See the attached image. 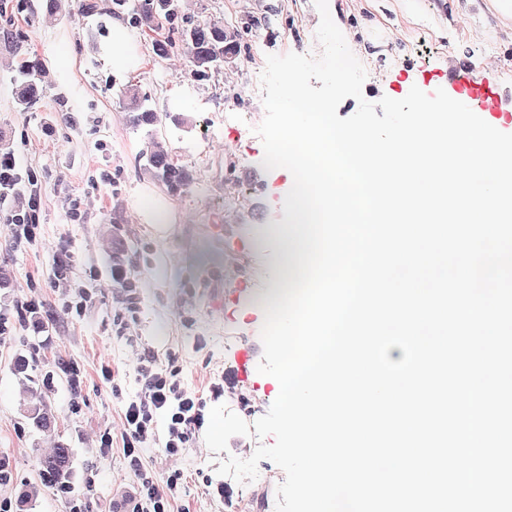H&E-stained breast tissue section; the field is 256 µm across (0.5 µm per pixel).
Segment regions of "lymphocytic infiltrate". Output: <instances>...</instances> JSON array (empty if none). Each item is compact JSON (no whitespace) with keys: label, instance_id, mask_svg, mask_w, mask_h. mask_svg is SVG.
Here are the masks:
<instances>
[{"label":"lymphocytic infiltrate","instance_id":"1","mask_svg":"<svg viewBox=\"0 0 512 512\" xmlns=\"http://www.w3.org/2000/svg\"><path fill=\"white\" fill-rule=\"evenodd\" d=\"M24 184L25 176L15 157L1 155L0 210H7L14 226V241L18 244L34 237L35 214L40 208V202L34 195L29 197L25 206H14L13 201L21 194ZM136 373L141 395L126 407L123 436L127 465L138 479L132 512H171L179 476L174 473L161 480L152 475L144 467L140 445L153 436L155 419L163 414L168 419L163 453L168 456L185 453L204 424L205 404L199 394L158 367L154 352L145 353Z\"/></svg>","mask_w":512,"mask_h":512}]
</instances>
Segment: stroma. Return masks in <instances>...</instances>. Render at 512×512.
I'll return each mask as SVG.
<instances>
[{
    "label": "stroma",
    "mask_w": 512,
    "mask_h": 512,
    "mask_svg": "<svg viewBox=\"0 0 512 512\" xmlns=\"http://www.w3.org/2000/svg\"><path fill=\"white\" fill-rule=\"evenodd\" d=\"M184 19L219 22L239 52L208 77L193 76L180 49L157 55L155 29L128 26L146 69L119 76L108 51L111 16H85L70 6L47 14L41 0H11L7 16L25 36L24 48L44 63L42 94L32 108L15 99L14 47L0 43V149L15 155L40 194L39 226L32 240L14 244L0 216V310L29 297L40 302L39 326L17 328L0 344V459L13 477L0 498L33 493L34 512H67L69 498L45 483L36 466L57 443L71 450L73 493L93 479L98 512H129L137 478L122 450L123 414L141 387L135 368L154 352L164 370L205 401L206 425L190 450L169 458L160 450L167 420L142 445L156 477L182 475L174 512H276L285 474L260 461L248 484L222 478L221 461L249 458L257 444L255 421L277 397L274 378L259 374L264 309L274 283L277 252L264 225L283 219L288 178L262 166L264 150L253 128L264 118L258 79L266 55L316 56L320 14L314 0H179ZM346 42L367 72L364 97L404 98L411 87L434 93L448 86L449 65L473 66L487 82L512 86V19L496 0H329ZM263 57L251 54L255 33ZM148 97L160 122L134 128L130 93ZM250 115V126L225 121ZM164 139L171 160L193 176L169 194L143 171L139 153L149 134ZM235 209L225 193L241 191ZM71 268L54 281L58 258ZM129 269L139 303L128 310L110 278L113 263ZM90 290L84 316L62 311L65 301ZM27 358V375L14 365ZM82 382L72 389L68 368ZM223 384V396L210 387ZM48 400L52 434L35 430L27 407ZM224 417V445L213 447L208 426ZM112 448L96 454L102 436ZM226 484L230 499L216 493Z\"/></svg>",
    "instance_id": "35a3bbf8"
}]
</instances>
